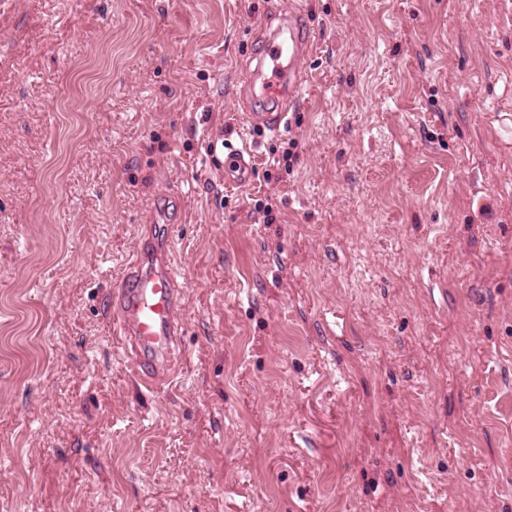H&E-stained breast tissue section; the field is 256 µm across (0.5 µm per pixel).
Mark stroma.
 <instances>
[{
	"label": "stroma",
	"instance_id": "stroma-1",
	"mask_svg": "<svg viewBox=\"0 0 512 512\" xmlns=\"http://www.w3.org/2000/svg\"><path fill=\"white\" fill-rule=\"evenodd\" d=\"M169 189L149 391L109 298ZM0 512H512V0H0ZM277 19V14L266 16L263 28L265 33H270L255 57V67L245 69L242 77L243 83L254 92L258 89L266 102L264 112L246 113L248 122L271 131L279 130L286 123L288 112L297 104L305 78L302 62L313 43L312 31L302 19L301 11L280 19L272 29ZM279 57H283L281 65L277 64ZM253 166L243 151H229L224 161V180L229 183L246 185L253 178Z\"/></svg>",
	"mask_w": 512,
	"mask_h": 512
}]
</instances>
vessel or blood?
<instances>
[{
	"instance_id": "obj_1",
	"label": "vessel or blood",
	"mask_w": 512,
	"mask_h": 512,
	"mask_svg": "<svg viewBox=\"0 0 512 512\" xmlns=\"http://www.w3.org/2000/svg\"><path fill=\"white\" fill-rule=\"evenodd\" d=\"M263 28L268 36L255 67L245 69L242 81L266 102L264 111L248 113L249 123L276 131L297 104L305 78L303 62L313 35L298 12L278 21L266 17ZM252 178L250 159L243 151H229L224 161L225 181L245 185ZM170 253V229L149 236L140 243L125 278L111 296L114 340L124 347L134 346L144 358L143 373L151 381L167 370L181 334L177 311L182 291Z\"/></svg>"
}]
</instances>
